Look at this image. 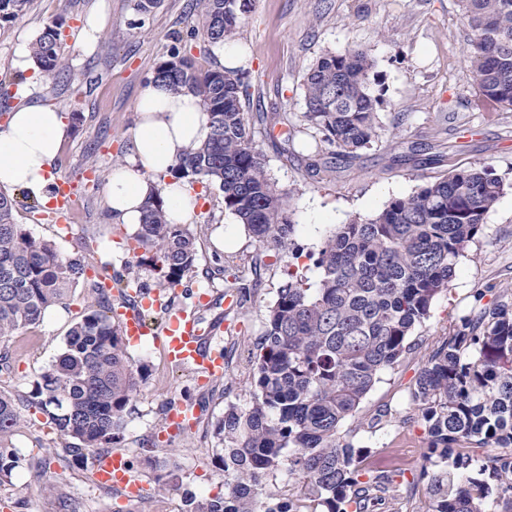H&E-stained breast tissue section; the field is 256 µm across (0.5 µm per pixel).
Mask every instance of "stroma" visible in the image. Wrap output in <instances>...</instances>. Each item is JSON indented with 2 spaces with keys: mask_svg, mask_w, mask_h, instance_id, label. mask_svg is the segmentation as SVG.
I'll return each mask as SVG.
<instances>
[{
  "mask_svg": "<svg viewBox=\"0 0 512 512\" xmlns=\"http://www.w3.org/2000/svg\"><path fill=\"white\" fill-rule=\"evenodd\" d=\"M100 14L106 26L95 44L86 46L82 31ZM57 19L63 22L59 44L68 71L53 82L22 60ZM201 26L196 0H160L146 15L135 10L134 0H32L24 14L0 21V125L9 112L28 105L82 115L55 160L57 175L72 182L77 219L69 235L58 234L51 219L33 222L42 203L27 190L13 193L17 223L63 255L80 258L87 272L106 270L113 279L135 281L164 308L195 312L203 326L222 323L212 347L225 353L223 376L202 384L191 370L170 364L153 337L126 342V356L143 378L119 448L133 461L131 475L145 485L144 498L127 501L122 490L93 483L92 464L61 469L53 451L63 440L44 428L39 414L14 439L24 462L11 484L0 487V512H59L63 499L74 512H181L184 490L223 493L215 423L228 406L253 405L252 352L284 272L297 270L316 284L319 272L306 253L317 250L334 225L373 216L437 172L485 163L503 179L505 190L461 257L447 292L415 329L414 352L382 373L342 433L371 448L379 465L386 449H404L406 472L418 471L425 428L409 401L418 371L478 305L480 293L492 286L512 289V110L487 106L471 81L459 0H251L237 36L247 56L239 68L247 90L243 110L270 178L289 196L295 239L305 254L297 258L260 248L225 210L218 186L197 179L199 200L189 226L197 262L176 288L158 291L149 254L138 249L129 226L112 221L106 185L113 167L130 159L127 131L135 120L138 89L172 49H180L199 70L220 67ZM352 46L369 49L375 60L371 82L384 99L382 130L378 142L340 157L302 120L303 76L319 56ZM229 274L252 287L235 312L225 303ZM90 301L85 282H77L38 326L0 341V351L12 353L9 370L0 373V390L30 391L63 352L69 328ZM173 402L199 410L192 424L175 432L166 425ZM378 414L381 424L368 428ZM147 440L157 443L150 462L137 454ZM39 462L46 465L41 479L33 470Z\"/></svg>",
  "mask_w": 512,
  "mask_h": 512,
  "instance_id": "stroma-1",
  "label": "stroma"
}]
</instances>
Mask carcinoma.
<instances>
[{
    "mask_svg": "<svg viewBox=\"0 0 512 512\" xmlns=\"http://www.w3.org/2000/svg\"><path fill=\"white\" fill-rule=\"evenodd\" d=\"M459 2L469 27L472 82L484 101L512 110V0ZM30 3L0 0V20ZM248 3L198 0L204 36L216 45L235 39ZM60 25L53 22L32 46L47 79L67 68ZM374 67L367 50L349 48L320 56L304 75L303 121L339 156L380 137ZM154 78L175 93L200 95L209 115L206 141L180 159L175 174L217 184L224 208L260 247L288 249L295 224L251 141L237 72H202L176 51ZM504 187L484 163L440 173L370 218L335 225L314 260L316 287L286 273L256 343L255 402L247 410L229 406L215 425L224 444V494L186 490L182 512H377L382 502L400 500L396 469L371 467V450L340 428L358 414L381 372L413 352L411 334L448 290ZM16 206L0 192V339L38 325L84 276L80 261L16 222ZM136 240L153 253L163 291L194 268L195 239L187 225L168 223L158 195L147 202ZM88 286L91 303L57 360L25 395L0 391V486L22 465L13 437L25 411L44 414L65 437L54 452L64 466L121 439L138 380L121 326L110 316L112 295L96 281ZM488 292L493 302L460 319L410 393L427 432L424 463L411 481L426 484L416 512H512V289ZM474 448L505 452L478 457ZM283 470L297 489L269 485Z\"/></svg>",
    "mask_w": 512,
    "mask_h": 512,
    "instance_id": "carcinoma-1",
    "label": "carcinoma"
}]
</instances>
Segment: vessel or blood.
<instances>
[{
  "label": "vessel or blood",
  "instance_id": "obj_1",
  "mask_svg": "<svg viewBox=\"0 0 512 512\" xmlns=\"http://www.w3.org/2000/svg\"><path fill=\"white\" fill-rule=\"evenodd\" d=\"M72 208L73 197L68 180H57L53 200V214L57 223H66ZM152 306V301L145 299L123 312L120 322L125 335L137 339L155 333L147 319V312ZM157 333L170 362L190 367L205 380L223 376L224 357L222 353L211 350L212 338L199 327L194 313L179 310L170 314ZM93 463L103 484L122 486L135 496L140 494L142 486L132 478L129 461L122 452L97 455Z\"/></svg>",
  "mask_w": 512,
  "mask_h": 512
}]
</instances>
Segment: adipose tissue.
Segmentation results:
<instances>
[{"instance_id":"1","label":"adipose tissue","mask_w":512,"mask_h":512,"mask_svg":"<svg viewBox=\"0 0 512 512\" xmlns=\"http://www.w3.org/2000/svg\"><path fill=\"white\" fill-rule=\"evenodd\" d=\"M136 120L127 132L128 164L115 166L107 184V199L115 223L138 227L153 195H161L173 224L190 223L196 197L189 183L173 177L183 156L209 133V117L200 96L173 93L148 80L138 91ZM64 113L29 105L17 108L0 127V188L26 189L49 199L53 166L70 134Z\"/></svg>"}]
</instances>
